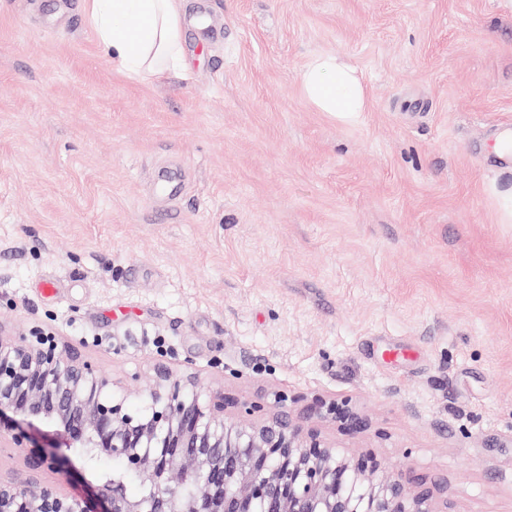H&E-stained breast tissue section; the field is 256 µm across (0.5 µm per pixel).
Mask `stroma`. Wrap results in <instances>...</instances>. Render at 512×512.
Masks as SVG:
<instances>
[{
    "mask_svg": "<svg viewBox=\"0 0 512 512\" xmlns=\"http://www.w3.org/2000/svg\"><path fill=\"white\" fill-rule=\"evenodd\" d=\"M182 17L185 69L124 76L80 0H0V328L50 327L133 415L161 362L205 399L346 403L337 447L512 512V0ZM327 54L359 123L301 94ZM301 89L320 112L356 122L368 110L365 85L357 70L340 55L314 58L301 72Z\"/></svg>",
    "mask_w": 512,
    "mask_h": 512,
    "instance_id": "obj_1",
    "label": "stroma"
}]
</instances>
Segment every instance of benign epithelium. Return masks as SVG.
Returning <instances> with one entry per match:
<instances>
[{"label": "benign epithelium", "instance_id": "1", "mask_svg": "<svg viewBox=\"0 0 512 512\" xmlns=\"http://www.w3.org/2000/svg\"><path fill=\"white\" fill-rule=\"evenodd\" d=\"M190 378L156 368L147 408L133 416L114 393L112 373L39 329L0 332V449L35 469L78 461L83 488L49 483L37 491L0 476V512H450L404 472L376 458L340 451L323 428L354 433L365 419L315 400L307 424L280 409L254 418L258 406L188 393ZM86 453L80 454L77 449ZM118 457L123 471L101 473L89 458ZM142 492L132 496L127 479Z\"/></svg>", "mask_w": 512, "mask_h": 512}]
</instances>
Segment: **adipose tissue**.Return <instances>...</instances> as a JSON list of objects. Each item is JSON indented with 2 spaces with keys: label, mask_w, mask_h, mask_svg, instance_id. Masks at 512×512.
<instances>
[{
  "label": "adipose tissue",
  "mask_w": 512,
  "mask_h": 512,
  "mask_svg": "<svg viewBox=\"0 0 512 512\" xmlns=\"http://www.w3.org/2000/svg\"><path fill=\"white\" fill-rule=\"evenodd\" d=\"M101 53L123 74L186 65L181 0H82ZM301 89L319 111L356 122L368 109L365 85L340 55L314 58L301 73Z\"/></svg>",
  "instance_id": "obj_1"
}]
</instances>
